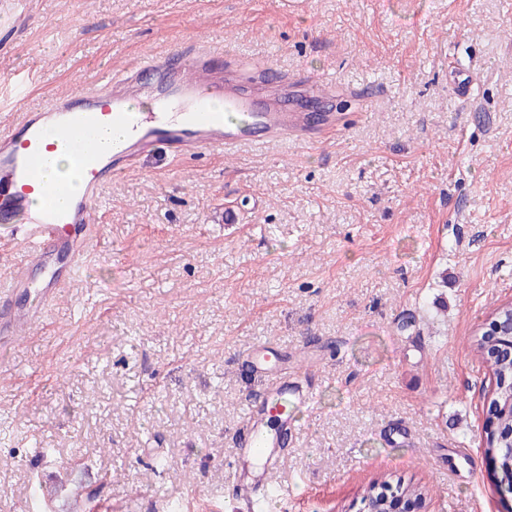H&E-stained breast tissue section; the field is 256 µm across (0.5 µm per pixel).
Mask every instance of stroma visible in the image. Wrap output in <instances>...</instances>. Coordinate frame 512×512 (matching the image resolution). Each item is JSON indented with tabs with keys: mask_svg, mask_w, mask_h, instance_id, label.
Listing matches in <instances>:
<instances>
[{
	"mask_svg": "<svg viewBox=\"0 0 512 512\" xmlns=\"http://www.w3.org/2000/svg\"><path fill=\"white\" fill-rule=\"evenodd\" d=\"M181 47L246 85L334 86L313 144L189 162L159 148L96 206L103 241L0 360V512H247L234 440L284 355L314 391L264 512H361L374 480L420 512H512L470 351L512 301V0H0V127ZM477 74L471 99L454 79Z\"/></svg>",
	"mask_w": 512,
	"mask_h": 512,
	"instance_id": "1",
	"label": "stroma"
}]
</instances>
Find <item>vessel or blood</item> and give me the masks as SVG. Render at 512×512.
Segmentation results:
<instances>
[{"label":"vessel or blood","mask_w":512,"mask_h":512,"mask_svg":"<svg viewBox=\"0 0 512 512\" xmlns=\"http://www.w3.org/2000/svg\"><path fill=\"white\" fill-rule=\"evenodd\" d=\"M41 112L24 113L0 130V252L23 244L28 260L9 268L0 287V350L19 323L43 321L60 288L69 283L86 252L103 239L90 214L112 176L164 145L198 161L244 144L307 139V121L288 108V93L255 102L210 71L207 51L181 49L175 57L139 62L128 86L104 82ZM185 105L178 122L167 119L172 101ZM67 153L82 185L69 208L57 205L65 186L48 178L56 152ZM272 393L249 420L238 444L239 462H280L281 440L295 410L312 392L301 374L275 376Z\"/></svg>","instance_id":"obj_1"}]
</instances>
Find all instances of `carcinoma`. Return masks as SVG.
Wrapping results in <instances>:
<instances>
[{
  "mask_svg": "<svg viewBox=\"0 0 512 512\" xmlns=\"http://www.w3.org/2000/svg\"><path fill=\"white\" fill-rule=\"evenodd\" d=\"M490 318L502 323V328L494 336L480 330L472 338L471 351L488 368L494 379L490 403L495 406L492 412L493 424L484 429V452L497 461L496 473L499 483L512 486V333L508 332L507 322L512 319V302L496 306ZM395 490L399 495L420 499L423 489L411 485H390L382 482V490L371 484L366 489L364 499L374 512H384L385 492ZM28 512H47L50 509L45 497L40 494L37 481L31 483V493L27 504Z\"/></svg>",
  "mask_w": 512,
  "mask_h": 512,
  "instance_id": "obj_1",
  "label": "carcinoma"
}]
</instances>
